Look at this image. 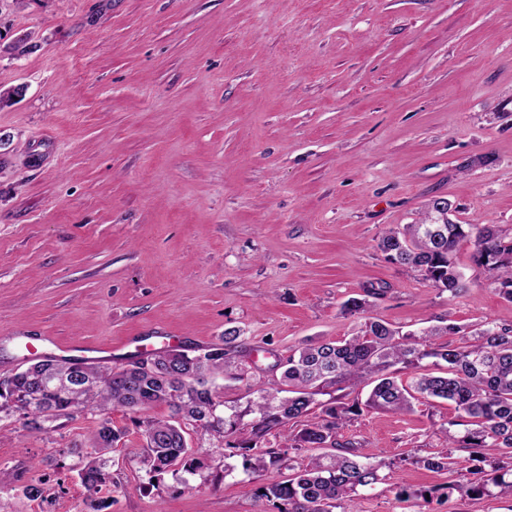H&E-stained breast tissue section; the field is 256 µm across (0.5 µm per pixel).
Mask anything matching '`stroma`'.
Returning a JSON list of instances; mask_svg holds the SVG:
<instances>
[{"mask_svg":"<svg viewBox=\"0 0 512 512\" xmlns=\"http://www.w3.org/2000/svg\"><path fill=\"white\" fill-rule=\"evenodd\" d=\"M22 55L4 53L17 40ZM0 378L26 345L127 363L129 340L193 352L239 330L249 385L310 341L366 317L420 331L449 317L512 325V302L457 247L470 286L451 297L387 263L391 227L448 201L459 224L512 228V0H0ZM366 312L342 313L349 297ZM453 403L375 411L341 437L391 461L359 512H512V501L397 499L448 475L407 463L442 450ZM111 452L116 487L96 508L64 448L97 416L44 434L0 424V468L44 496L0 495V512H276L215 441L187 440L195 475L153 473L130 415Z\"/></svg>","mask_w":512,"mask_h":512,"instance_id":"35a3bbf8","label":"stroma"}]
</instances>
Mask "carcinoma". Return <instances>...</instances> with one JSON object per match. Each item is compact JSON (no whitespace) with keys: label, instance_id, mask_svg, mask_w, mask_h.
Instances as JSON below:
<instances>
[{"label":"carcinoma","instance_id":"1","mask_svg":"<svg viewBox=\"0 0 512 512\" xmlns=\"http://www.w3.org/2000/svg\"><path fill=\"white\" fill-rule=\"evenodd\" d=\"M430 219L427 210L417 224L386 230L378 243L385 261L419 272L439 292L456 296L467 288L454 259L456 247L472 236L474 263L493 280L495 291L512 301V233L491 225L432 224ZM458 333L460 327L446 318L419 335L403 334L383 320L369 318L343 340L309 342L288 351L279 363L283 387L252 385L254 399L245 409L233 405L224 416L218 412L224 402L217 380H244L231 355L239 338L235 330L192 354L163 350L112 369L43 355L0 380V414H19L28 433H45L48 424L62 417L72 419L86 411L98 415L89 443L68 449L78 458L77 474L90 497L109 483L105 454L125 436L112 426L109 415L121 410L140 415V462L151 472L161 473L179 463L186 472H195L194 451L187 442L191 430L227 448L247 451V471L288 465V480L273 482L260 494L278 512H333L361 489L385 481L383 469L391 466L383 459L364 461L358 447L339 442L346 424L373 410L402 414L412 411L420 399L446 400L458 413L440 428L446 451L412 462L452 474L453 449L467 448L473 465L467 477L443 486L446 497L457 492L470 499H512V326L484 322L459 345L436 342L440 336ZM429 359L443 366L440 373L424 371L423 362ZM402 368L413 371L407 381L397 377ZM361 385L371 387L366 399L344 401L341 391ZM155 403L168 405L170 419L145 416ZM314 407L320 409L317 420L287 434L284 443L309 455L297 461L267 446V436L299 422ZM246 415L253 416L249 436L230 441ZM459 426L465 427L464 433L457 431ZM486 448L495 449L497 456L487 458Z\"/></svg>","mask_w":512,"mask_h":512}]
</instances>
